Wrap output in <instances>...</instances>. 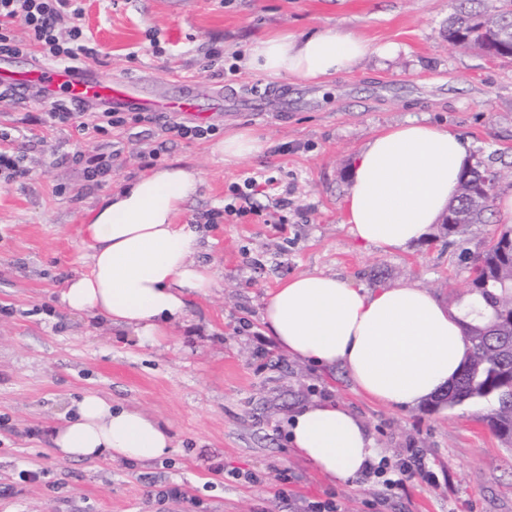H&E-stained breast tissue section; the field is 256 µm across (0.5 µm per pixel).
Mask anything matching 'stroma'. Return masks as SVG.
<instances>
[{
  "instance_id": "obj_1",
  "label": "stroma",
  "mask_w": 512,
  "mask_h": 512,
  "mask_svg": "<svg viewBox=\"0 0 512 512\" xmlns=\"http://www.w3.org/2000/svg\"><path fill=\"white\" fill-rule=\"evenodd\" d=\"M82 0V25L96 50L85 67L144 80L169 96L184 85L225 94L267 92L265 112L184 117L215 127L199 140L172 132L173 118L151 114L109 134L74 123L38 124L42 104L0 98V134L31 174L0 180V512H512V442L498 438L487 403L394 410L359 395L344 372H316L278 350L261 311L281 280L333 274L366 288L413 282L453 306L466 304L470 255L485 249L500 223L383 252L359 243L346 225L355 154L389 125L434 122L469 143L470 159L512 161V60L450 45L448 0ZM355 32L397 47L370 55L323 88L267 81L248 69V44L274 31ZM223 50L213 61L210 49ZM250 129L264 154L225 164L214 145ZM113 154L101 183L86 181L70 155ZM172 165L199 170L204 183L178 221L201 234L197 263L218 280L189 298L188 315L159 347L58 302L67 279L89 270L84 226L89 209L117 187ZM260 184L251 203L274 216H227L229 188ZM220 212L218 223L208 216ZM93 392L113 405L166 423L171 455L146 466L120 460L67 461L51 431L65 403ZM330 400L361 419L388 478L408 449L423 472L392 488L358 477L332 481L294 452L284 421L298 406ZM386 477V478H387Z\"/></svg>"
}]
</instances>
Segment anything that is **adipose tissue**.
I'll list each match as a JSON object with an SVG mask.
<instances>
[{
  "label": "adipose tissue",
  "instance_id": "1",
  "mask_svg": "<svg viewBox=\"0 0 512 512\" xmlns=\"http://www.w3.org/2000/svg\"><path fill=\"white\" fill-rule=\"evenodd\" d=\"M378 51L389 55L393 48L332 30L275 32L251 42L247 66L273 80L324 86ZM265 148L260 135L243 129L227 133L215 150L235 164ZM467 157V143L433 123L407 120L374 135L354 157L346 198L353 237L386 252L424 239L454 198ZM202 182L200 171L172 166L116 188L84 228L89 270L61 290L62 307L128 330L138 345H162L185 319L187 295L205 296L217 286L210 267L192 260L198 232L177 221ZM261 320L288 357L340 368L358 392L396 410L441 393L469 351L462 313L410 282L369 290L333 275H298L272 292ZM288 429L295 452L332 480L356 479L376 462L367 428L336 404L298 407ZM52 444L64 459L131 465L173 448L158 419L93 393L72 401L52 430Z\"/></svg>",
  "mask_w": 512,
  "mask_h": 512
}]
</instances>
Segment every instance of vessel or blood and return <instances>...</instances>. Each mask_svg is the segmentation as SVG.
I'll list each match as a JSON object with an SVG mask.
<instances>
[{
  "label": "vessel or blood",
  "mask_w": 512,
  "mask_h": 512,
  "mask_svg": "<svg viewBox=\"0 0 512 512\" xmlns=\"http://www.w3.org/2000/svg\"><path fill=\"white\" fill-rule=\"evenodd\" d=\"M0 89L18 100L37 98L42 103L66 97L75 102L100 100L117 111H159L190 115L196 110L194 97L171 95L162 99L147 95L136 81L105 80L82 67L37 66L27 71L14 69L9 60H0Z\"/></svg>",
  "instance_id": "obj_1"
}]
</instances>
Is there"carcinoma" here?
I'll use <instances>...</instances> for the list:
<instances>
[{
	"instance_id": "cac0c4a2",
	"label": "carcinoma",
	"mask_w": 512,
	"mask_h": 512,
	"mask_svg": "<svg viewBox=\"0 0 512 512\" xmlns=\"http://www.w3.org/2000/svg\"><path fill=\"white\" fill-rule=\"evenodd\" d=\"M448 39L483 53L512 56V0H450ZM494 167L502 180L512 179V163L477 160L460 176L448 213L460 212L467 224H487L494 199L478 202L485 169ZM470 292L481 307L465 321L470 355L459 378L437 398L454 408L467 402L491 404L486 416L491 430L512 439V229L501 232L471 260Z\"/></svg>"
}]
</instances>
